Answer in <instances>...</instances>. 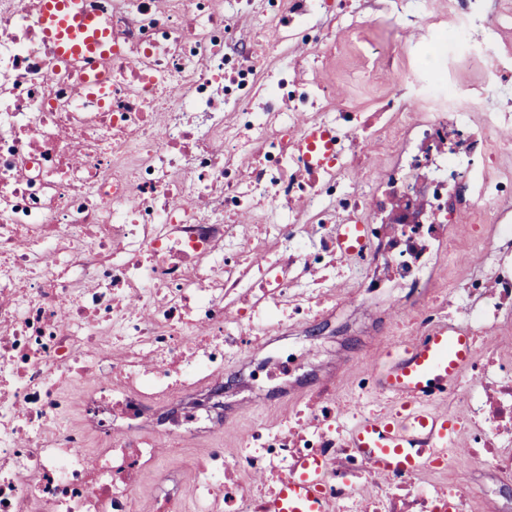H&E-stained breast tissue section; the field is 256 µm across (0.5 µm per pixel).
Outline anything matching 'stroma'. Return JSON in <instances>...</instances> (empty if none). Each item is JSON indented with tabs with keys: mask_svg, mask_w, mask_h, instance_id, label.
<instances>
[{
	"mask_svg": "<svg viewBox=\"0 0 512 512\" xmlns=\"http://www.w3.org/2000/svg\"><path fill=\"white\" fill-rule=\"evenodd\" d=\"M397 8L402 14L394 22L390 15ZM276 10L271 0H262L256 13L237 27L239 46L251 48L254 33L262 32L268 58L287 52L295 76L333 88V108L370 112L378 99L402 98L403 87L395 76L416 67L415 53L431 35L428 20L446 17L448 0H324L318 17L322 26L334 27L336 18L347 13L361 19L365 28L360 44L351 43L339 33L332 50L321 56L300 35L283 37L276 25ZM334 290L336 316L329 322L330 332L315 336L309 326L293 324L270 333L272 339L287 340L298 351L299 365L289 389L254 391L245 369L234 365L216 382L208 381L194 392L153 403L147 415L148 427H155L162 412L174 407L191 409L213 385H222L223 396L188 442L187 452L194 455L203 453L211 440L224 437L231 429L275 420L295 400L328 393L346 398L348 379L359 371L372 370L385 346L406 340L408 326L398 302L364 308L357 284L344 278L337 279ZM471 471L467 458L460 457L448 467L442 480L451 487L465 485L472 512H484V502L489 498L497 501L500 512H512V471L501 474L490 485L471 480Z\"/></svg>",
	"mask_w": 512,
	"mask_h": 512,
	"instance_id": "35a3bbf8",
	"label": "stroma"
}]
</instances>
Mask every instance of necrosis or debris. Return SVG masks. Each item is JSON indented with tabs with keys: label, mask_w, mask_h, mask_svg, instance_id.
Segmentation results:
<instances>
[{
	"label": "necrosis or debris",
	"mask_w": 512,
	"mask_h": 512,
	"mask_svg": "<svg viewBox=\"0 0 512 512\" xmlns=\"http://www.w3.org/2000/svg\"><path fill=\"white\" fill-rule=\"evenodd\" d=\"M121 58L104 102L54 65L32 0H0V512H264L299 458L326 460L334 512H360L380 486L391 512H441L448 495L424 471L379 473L360 462L344 420L372 401L361 372L347 403L306 404L296 425L259 422L212 441L183 442L201 413L165 437L142 433L149 404L188 391L247 355L260 336L307 320L331 298L340 224L368 227L350 266L363 292L403 289L413 335L464 315L472 333L512 326V110L488 87L439 95L408 78L402 104L363 114L332 108L314 81L289 91L288 60L265 76L257 50L230 40L222 0H92ZM437 37L494 77L512 76V5L482 26L457 0ZM321 0H280L278 23L306 29L323 52L333 32L308 27ZM335 126L351 162L383 143L371 190L347 167L308 165L294 146L303 114ZM257 146L242 171L239 153ZM495 204L487 218L477 201ZM250 215L252 226L238 224ZM486 265L458 272L455 241ZM461 432L472 462L512 470V351L474 355ZM97 449L98 464L85 458ZM179 472L191 497L145 493L147 475Z\"/></svg>",
	"instance_id": "necrosis-or-debris-1"
}]
</instances>
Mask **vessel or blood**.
<instances>
[{"instance_id": "vessel-or-blood-1", "label": "vessel or blood", "mask_w": 512, "mask_h": 512, "mask_svg": "<svg viewBox=\"0 0 512 512\" xmlns=\"http://www.w3.org/2000/svg\"><path fill=\"white\" fill-rule=\"evenodd\" d=\"M37 21L44 39L54 45L57 61L84 73L89 98L102 97L109 74L92 70L93 60L111 57L104 19L89 0H38ZM304 159L318 165L336 160V130L320 123H306L297 140ZM367 228L342 224L336 247L346 257L363 251ZM475 351L469 329L442 325L425 336L387 345L374 371L380 396L395 403L394 411L353 422L347 440L366 463L382 472H412L424 458L460 452L455 417L435 411L434 396L446 393L457 381ZM325 462L307 458L292 464L265 512H329L323 490Z\"/></svg>"}]
</instances>
